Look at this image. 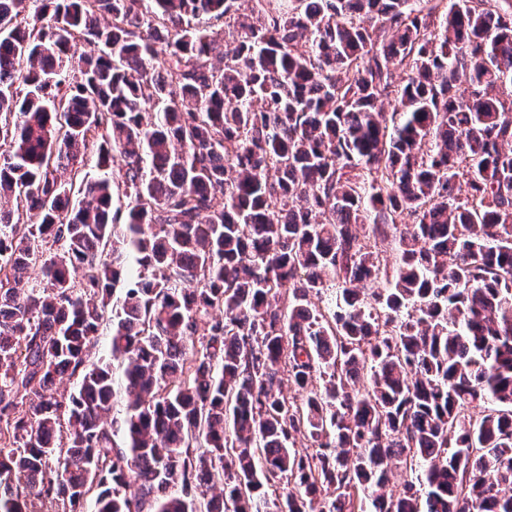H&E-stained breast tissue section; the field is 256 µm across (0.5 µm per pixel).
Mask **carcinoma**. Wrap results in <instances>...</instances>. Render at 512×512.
Wrapping results in <instances>:
<instances>
[{"label": "carcinoma", "instance_id": "cac0c4a2", "mask_svg": "<svg viewBox=\"0 0 512 512\" xmlns=\"http://www.w3.org/2000/svg\"><path fill=\"white\" fill-rule=\"evenodd\" d=\"M237 2L0 0V512H512V0Z\"/></svg>", "mask_w": 512, "mask_h": 512}]
</instances>
